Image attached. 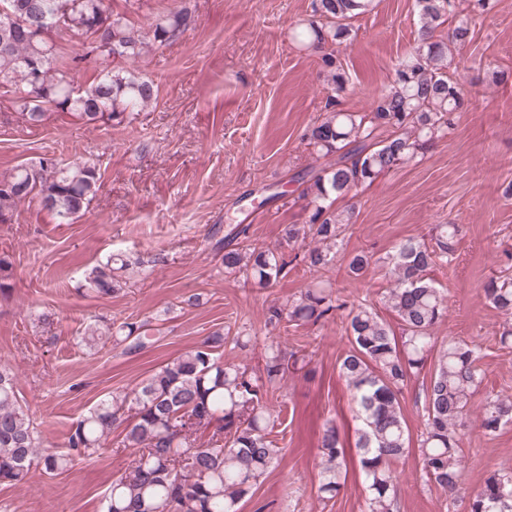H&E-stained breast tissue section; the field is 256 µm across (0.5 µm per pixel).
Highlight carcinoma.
Returning a JSON list of instances; mask_svg holds the SVG:
<instances>
[{
	"label": "carcinoma",
	"mask_w": 512,
	"mask_h": 512,
	"mask_svg": "<svg viewBox=\"0 0 512 512\" xmlns=\"http://www.w3.org/2000/svg\"><path fill=\"white\" fill-rule=\"evenodd\" d=\"M419 28L415 46L399 61L393 80L365 112L340 108L347 77L336 47L351 35V21L372 9L373 0H312V16L295 34L321 52L322 71L331 94L324 117L308 128L304 140L326 162L301 177V198L308 222L285 228L293 251L242 245L250 225L237 224L214 247L224 252V272L240 274L262 288L273 286L293 263L320 272L333 264L344 227L354 208L335 203L403 165L417 163L434 144L448 137L468 92L448 72V42L437 29L453 14L455 0H415ZM191 27L185 8L161 12L148 27H137L109 0H0V88L13 94L25 128L43 126L51 112L69 113L86 125H119L127 113L141 111L157 97L152 80L126 67ZM83 38L85 52L66 61L53 34ZM85 60L97 71L84 86L74 70ZM101 179L95 160L62 163L42 157L0 177V224L11 223L17 207L37 200L61 224L85 212ZM461 228L438 224L428 241L408 238L390 258L385 304L398 329L378 311L343 298L317 280L300 296L268 310L275 329L324 324L341 314L350 349L338 362L339 376L357 408V465L366 490V512H396L398 486L394 465L408 452L410 435L403 416V390L428 360L434 372L426 386L424 430L418 451L422 478L448 497L460 490L462 436L469 402L484 381L481 345L450 339L437 343L434 330L448 313L447 296L434 285L431 269L455 258ZM504 269L484 284L489 303L505 318L501 345H512V251H503ZM141 264L138 257L113 254L85 277V291L110 298L122 276ZM376 264L359 253L348 262L354 277ZM14 265L0 254V295L12 288ZM123 353L133 355L156 342L145 323L124 322L112 336ZM226 336L215 331L186 354L162 366L129 393L112 395L90 408L72 428L67 451L44 445L17 398L15 378L0 367V484H16L35 466L54 474L81 457H90L123 427L120 443L134 449L130 464L105 496V512H239V503L279 461L273 438L278 416L265 395L290 374L309 373L306 355L287 354L267 345L260 373L224 362ZM512 424V396L486 400L479 427L494 435ZM214 427L206 446L194 434ZM323 464L319 492L339 494L347 474V448L336 421L323 424L319 443ZM466 512H512V470L489 476L470 495Z\"/></svg>",
	"instance_id": "carcinoma-1"
}]
</instances>
